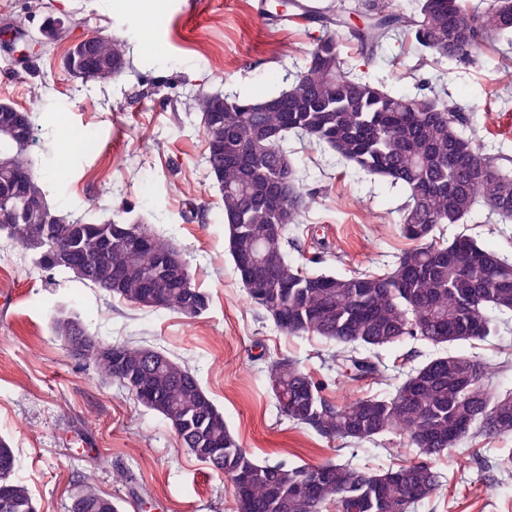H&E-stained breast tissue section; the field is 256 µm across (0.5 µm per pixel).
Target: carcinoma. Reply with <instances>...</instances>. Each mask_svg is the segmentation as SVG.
Masks as SVG:
<instances>
[{
	"label": "carcinoma",
	"instance_id": "obj_1",
	"mask_svg": "<svg viewBox=\"0 0 512 512\" xmlns=\"http://www.w3.org/2000/svg\"><path fill=\"white\" fill-rule=\"evenodd\" d=\"M353 15L363 25L349 29V36L370 59L401 34L420 52L449 61L512 34V0H414L410 10L390 0H337L335 10L318 13L324 33L302 64L288 71V90L262 99L233 90L198 92L189 101L193 111L219 116L204 135L207 142H224V152L205 149L204 165L224 188L222 213L238 281L240 261L253 259L268 288L263 298L250 300L278 330L335 343L331 361L354 382L391 381L381 352L408 339L432 347L420 365L398 368L395 393L336 406L294 360L280 358L268 367L278 410L332 442L399 435L416 448L419 461L378 470L342 462L258 463L240 447L189 367L170 358L157 364L147 347L121 344L127 363L157 396L153 411L199 461L233 484L237 512H324L329 503L336 512H413L442 487L433 460L470 435H512V392L493 388L494 367L481 357L455 350L498 335L512 318V257L471 237L448 243L439 236L445 225L462 224L482 208L512 221V155L476 146L465 130L468 106L448 100L445 88L430 95L392 93L344 66L338 33ZM70 51L87 82L106 84L128 66L123 43L108 34ZM261 126L272 135L260 138ZM291 136L329 151L340 166L403 191L400 232L414 246L383 273H317L289 258L296 249L292 226L314 201L288 150ZM1 151L16 153L19 172L0 169V196L10 194L0 204V220L15 204H25L6 232L41 269L190 319L208 309L209 297L193 283L189 266L148 279L143 269L150 254L126 239L134 225L45 212L51 173L35 170L26 147L4 142ZM139 226L151 231L155 249L183 256L150 224L141 220ZM52 331L70 352L93 357L101 377L124 383L112 360L96 353L100 342L77 314L59 312ZM18 466L11 442L0 437V489L7 494L0 512H40L16 478ZM68 512H119V505L99 495L88 478Z\"/></svg>",
	"mask_w": 512,
	"mask_h": 512
}]
</instances>
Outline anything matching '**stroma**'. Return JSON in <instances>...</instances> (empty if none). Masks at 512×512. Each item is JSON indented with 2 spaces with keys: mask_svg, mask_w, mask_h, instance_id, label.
Returning a JSON list of instances; mask_svg holds the SVG:
<instances>
[{
  "mask_svg": "<svg viewBox=\"0 0 512 512\" xmlns=\"http://www.w3.org/2000/svg\"><path fill=\"white\" fill-rule=\"evenodd\" d=\"M277 0H0V19L21 20L37 32L46 16L61 19L64 40L19 58L0 42V102L30 111L39 127L30 152L44 169L67 177L50 182L52 210L105 219L140 217L179 248L193 282L209 296L199 317L129 304L69 275L49 276L18 244L0 233V436L19 459L17 477L41 512H67L78 476L95 475L100 494L118 499L121 512H141L151 493L152 512H235L233 489L178 441L170 423L117 382L101 378L91 358L73 356L51 322L63 309L79 315L105 343L156 348L195 371L203 390L223 411L235 438L260 463L320 465L350 461L378 468L407 465L416 451L390 455L394 435L356 443L330 442L281 416L265 364L289 357L325 381L324 396L345 399L383 394L384 383L350 382L323 366L333 343L282 334L239 283L228 251L221 192L202 162L199 113L186 94L231 89L262 97L285 88L322 27L263 18ZM109 34L126 44L129 65L105 85L83 86L61 68L71 42ZM346 65L365 71L395 93L445 85L472 105L474 141L512 153V68L498 54L480 51L459 62L420 54L390 41L373 60L341 37ZM177 84L170 95L166 83ZM296 165L308 176L317 202L293 231L290 257L327 274L377 272L410 240L399 229V189L350 168L326 166L319 147L289 140ZM468 235L512 255V237L496 218L478 214L444 231ZM497 366L494 385L512 390V322L485 342L459 344ZM480 452L466 472L457 462ZM512 451V437L488 443L464 439L435 466L448 479L415 512H512V476L495 469Z\"/></svg>",
  "mask_w": 512,
  "mask_h": 512,
  "instance_id": "35a3bbf8",
  "label": "stroma"
}]
</instances>
